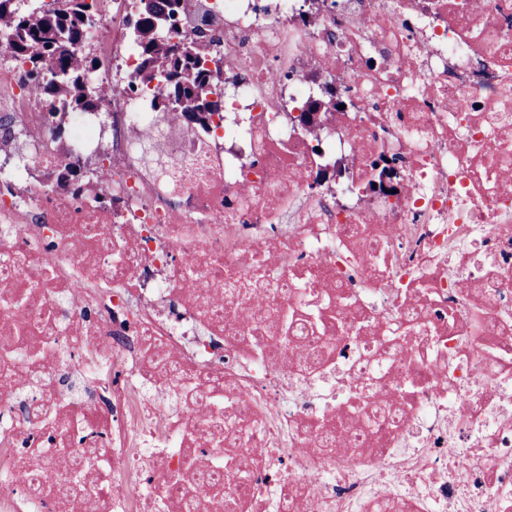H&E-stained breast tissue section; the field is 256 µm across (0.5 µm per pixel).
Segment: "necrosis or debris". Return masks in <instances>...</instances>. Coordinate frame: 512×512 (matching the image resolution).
I'll return each instance as SVG.
<instances>
[{"instance_id":"necrosis-or-debris-1","label":"necrosis or debris","mask_w":512,"mask_h":512,"mask_svg":"<svg viewBox=\"0 0 512 512\" xmlns=\"http://www.w3.org/2000/svg\"><path fill=\"white\" fill-rule=\"evenodd\" d=\"M254 3L181 0L170 42L205 29L220 77L206 88L216 131L173 147L156 89L124 91L136 0H96L82 43L101 61L85 88L108 90L104 111L49 114L25 67L0 64V258L49 268L34 287L23 272L0 282V297L35 305L0 308V329L23 319L66 351L100 348L70 382L54 352L0 363V512H61L13 466L41 392L105 433L87 512H155L198 408L169 406L179 382L146 367L148 336L185 371L234 378L260 434L250 512H512V0H276L263 18ZM327 85L344 109L291 123L289 103ZM98 155L74 189L63 160ZM360 181L393 194L354 192ZM379 237L388 248L366 257ZM118 252L137 269L121 285ZM217 266L238 285L264 277L270 307L320 318L324 367L293 355L281 368L234 337L208 307ZM396 321L411 358L389 354ZM361 384L403 417L356 446Z\"/></svg>"}]
</instances>
